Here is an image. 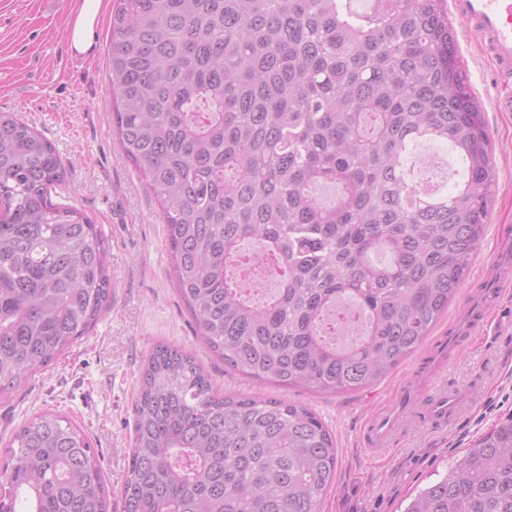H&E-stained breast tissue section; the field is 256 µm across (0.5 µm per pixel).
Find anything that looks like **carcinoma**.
Masks as SVG:
<instances>
[{
  "label": "carcinoma",
  "instance_id": "carcinoma-1",
  "mask_svg": "<svg viewBox=\"0 0 512 512\" xmlns=\"http://www.w3.org/2000/svg\"><path fill=\"white\" fill-rule=\"evenodd\" d=\"M112 123L161 206L182 301L234 372L353 392L431 335L465 281L493 185L480 107L445 0H118ZM464 180L425 193L400 169L420 138ZM54 144L0 112V392L49 366L112 304L105 238L52 200ZM336 188L324 203L320 186ZM276 288L243 285L241 245ZM123 512H317L336 440L285 398L221 395L188 351L158 344L134 403ZM94 450L41 413L0 464V512H107ZM404 512H512V414Z\"/></svg>",
  "mask_w": 512,
  "mask_h": 512
}]
</instances>
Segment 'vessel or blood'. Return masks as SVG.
I'll use <instances>...</instances> for the list:
<instances>
[{
  "label": "vessel or blood",
  "mask_w": 512,
  "mask_h": 512,
  "mask_svg": "<svg viewBox=\"0 0 512 512\" xmlns=\"http://www.w3.org/2000/svg\"><path fill=\"white\" fill-rule=\"evenodd\" d=\"M450 11L472 36L483 56L495 66L503 79H512V0H450ZM485 288L477 297H469L463 307L462 318L452 330L453 335L464 336L482 332L488 323L489 312L497 307L503 292V283L496 264L485 268ZM447 343L430 348L422 374L408 388L409 394L424 392L415 422L419 425L448 423L464 406L468 391L449 386ZM408 404L385 407L377 411L363 429V437L371 451L389 447L403 417L409 414Z\"/></svg>",
  "instance_id": "b4317fda"
}]
</instances>
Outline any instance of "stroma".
<instances>
[{"mask_svg":"<svg viewBox=\"0 0 512 512\" xmlns=\"http://www.w3.org/2000/svg\"><path fill=\"white\" fill-rule=\"evenodd\" d=\"M73 0H0V111L16 112L52 141L68 173L54 199L98 224L108 242L117 296L106 312L49 367L0 394V450L29 419L52 412L88 436L108 492L109 512H123V486L133 440V404L151 348L173 344L191 351L224 392L262 393L303 404L336 439L337 466L319 512H400L419 489L460 459L475 439L512 414V286L493 311L486 333L457 344L448 377L474 383L467 409L449 426L407 432L371 455L361 441L372 411L403 400L419 369L413 355L377 384L337 395L258 385L225 367L196 337L169 278L166 226L159 207L122 153L112 130L106 87L108 16L94 30L90 56L67 48ZM458 61L477 99L491 145L494 185L488 222L473 255L467 287L512 233V115L492 109L503 86L491 62L467 36L457 38Z\"/></svg>","mask_w":512,"mask_h":512,"instance_id":"1","label":"stroma"}]
</instances>
